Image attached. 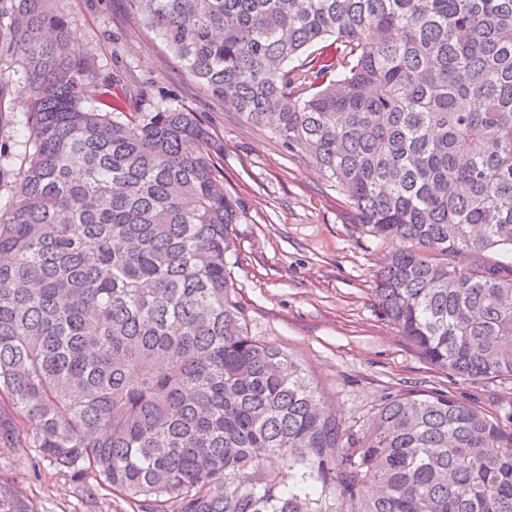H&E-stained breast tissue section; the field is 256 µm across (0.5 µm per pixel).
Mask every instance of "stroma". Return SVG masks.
Masks as SVG:
<instances>
[{
	"label": "stroma",
	"mask_w": 512,
	"mask_h": 512,
	"mask_svg": "<svg viewBox=\"0 0 512 512\" xmlns=\"http://www.w3.org/2000/svg\"><path fill=\"white\" fill-rule=\"evenodd\" d=\"M80 51L102 74H122L148 103L169 99L200 112L224 144V188L240 221L228 262L251 336L294 356L348 426L366 423L388 397L452 390L494 415L512 412V383L456 382L421 361L373 305L371 274L388 246L362 232L343 197L269 128H257L201 96L174 53L127 0H56ZM17 68L0 69V145L20 173L25 152ZM0 475L15 479L36 512H138L100 491L81 493L40 449L0 450Z\"/></svg>",
	"instance_id": "stroma-1"
}]
</instances>
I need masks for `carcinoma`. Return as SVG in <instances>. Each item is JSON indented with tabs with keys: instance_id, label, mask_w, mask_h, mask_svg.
Instances as JSON below:
<instances>
[{
	"instance_id": "cac0c4a2",
	"label": "carcinoma",
	"mask_w": 512,
	"mask_h": 512,
	"mask_svg": "<svg viewBox=\"0 0 512 512\" xmlns=\"http://www.w3.org/2000/svg\"><path fill=\"white\" fill-rule=\"evenodd\" d=\"M51 2L0 0L27 131L23 176L0 163V448L26 429L141 512H512V413L416 391L347 427L250 336L224 149L143 92L87 105ZM128 2L390 244L374 306L423 361L512 380V0ZM0 512H35L12 478Z\"/></svg>"
}]
</instances>
